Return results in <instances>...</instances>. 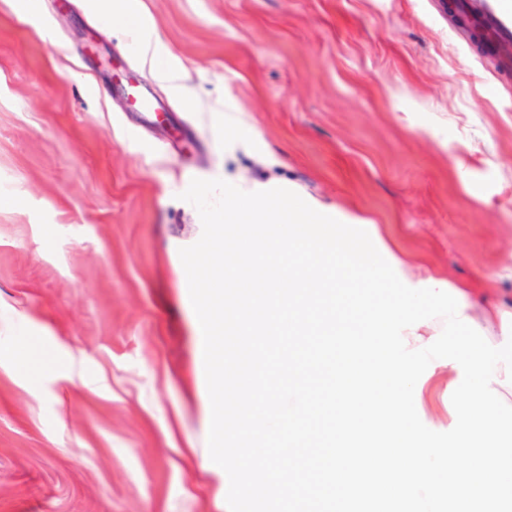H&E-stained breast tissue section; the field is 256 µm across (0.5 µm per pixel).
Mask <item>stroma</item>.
Returning a JSON list of instances; mask_svg holds the SVG:
<instances>
[{
    "label": "stroma",
    "instance_id": "stroma-1",
    "mask_svg": "<svg viewBox=\"0 0 512 512\" xmlns=\"http://www.w3.org/2000/svg\"><path fill=\"white\" fill-rule=\"evenodd\" d=\"M160 78L93 0H0V512H290L225 471L210 337L183 260L224 180L297 183L377 224L410 266L512 300V72L442 0H140ZM169 105L134 109L124 92ZM232 101L267 143H232ZM243 329L260 376L289 336Z\"/></svg>",
    "mask_w": 512,
    "mask_h": 512
}]
</instances>
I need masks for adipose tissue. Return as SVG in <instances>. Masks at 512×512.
Instances as JSON below:
<instances>
[{
    "label": "adipose tissue",
    "instance_id": "1",
    "mask_svg": "<svg viewBox=\"0 0 512 512\" xmlns=\"http://www.w3.org/2000/svg\"><path fill=\"white\" fill-rule=\"evenodd\" d=\"M109 22L126 27L151 52L157 70L173 62L138 0H95ZM183 262L214 318L209 347L217 383L215 426L239 423L272 433L279 449L258 469L244 468L254 448L223 449L224 467L258 481L266 493L303 490L315 502L342 508L364 497L366 512H486L487 501L512 504V306H476L473 294L432 274L415 276L377 225L305 195L292 183L228 180L224 208ZM309 243L299 271L284 265L286 249ZM265 264H257V256ZM284 281L276 301L256 290ZM400 283L401 295L390 294ZM245 315L255 334L271 317L287 316L295 339L288 365L260 377L224 368V349L237 331L218 323L225 306ZM336 329L363 341L359 350L310 357L303 339ZM452 335L442 347L440 339ZM339 384L337 398L323 387ZM448 391L445 447L425 443L417 426L435 385ZM272 407L255 416V401ZM322 473L310 485V467ZM348 476L336 484L335 475Z\"/></svg>",
    "mask_w": 512,
    "mask_h": 512
}]
</instances>
